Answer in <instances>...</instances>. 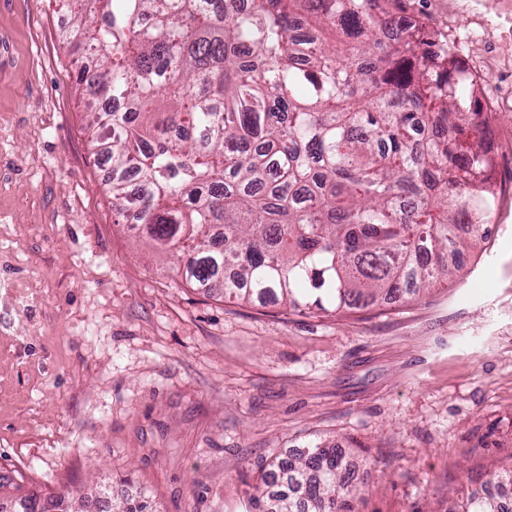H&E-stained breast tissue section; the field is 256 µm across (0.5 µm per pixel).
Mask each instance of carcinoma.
I'll list each match as a JSON object with an SVG mask.
<instances>
[{
	"instance_id": "obj_1",
	"label": "carcinoma",
	"mask_w": 512,
	"mask_h": 512,
	"mask_svg": "<svg viewBox=\"0 0 512 512\" xmlns=\"http://www.w3.org/2000/svg\"><path fill=\"white\" fill-rule=\"evenodd\" d=\"M401 0H69L89 127L109 126L124 216L186 282L324 313L399 301L453 271L496 205L489 116L454 46ZM126 104L102 114L99 99ZM345 451L279 468L275 512H353ZM23 512H76L63 498ZM460 512H505L487 493Z\"/></svg>"
}]
</instances>
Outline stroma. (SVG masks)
Listing matches in <instances>:
<instances>
[{
    "label": "stroma",
    "instance_id": "35a3bbf8",
    "mask_svg": "<svg viewBox=\"0 0 512 512\" xmlns=\"http://www.w3.org/2000/svg\"><path fill=\"white\" fill-rule=\"evenodd\" d=\"M439 42L448 0H402ZM58 0H0V512H248L262 466L340 446L354 512H448L512 462V112L498 206L435 288L301 315L181 279L112 206ZM21 502L23 512H78L70 508L68 502L63 498L47 497L45 500L32 494L22 499Z\"/></svg>",
    "mask_w": 512,
    "mask_h": 512
}]
</instances>
